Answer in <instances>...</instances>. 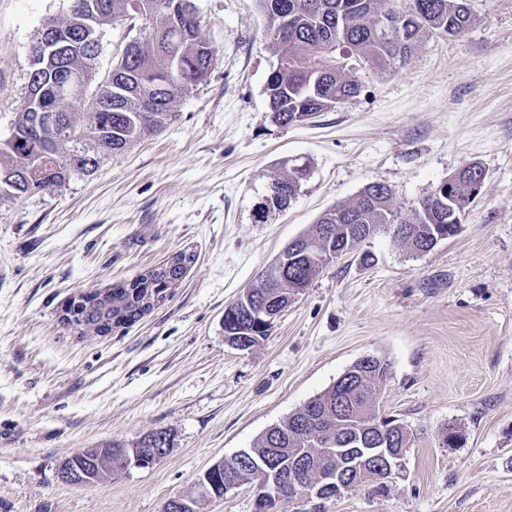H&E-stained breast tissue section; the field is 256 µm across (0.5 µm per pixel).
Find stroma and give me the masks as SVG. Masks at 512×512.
<instances>
[{
    "label": "stroma",
    "mask_w": 512,
    "mask_h": 512,
    "mask_svg": "<svg viewBox=\"0 0 512 512\" xmlns=\"http://www.w3.org/2000/svg\"><path fill=\"white\" fill-rule=\"evenodd\" d=\"M195 3L217 60L159 134L91 176L0 195V512H163L366 356L389 364L380 413L414 437L399 474L388 494L298 496L285 512H512V0H469L465 34L390 73L357 64V96L287 127L268 112L278 56L257 0ZM70 4L0 0V140L40 29ZM295 156L308 178L257 221ZM472 163L484 179L453 237L416 254L372 235L257 345L226 342L225 308L325 210L377 181L403 211ZM182 252L183 282L137 322L83 336L61 321L70 299ZM160 428L174 446L154 466L59 480L65 458Z\"/></svg>",
    "instance_id": "stroma-1"
}]
</instances>
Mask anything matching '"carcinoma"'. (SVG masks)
Masks as SVG:
<instances>
[{
  "instance_id": "obj_1",
  "label": "carcinoma",
  "mask_w": 512,
  "mask_h": 512,
  "mask_svg": "<svg viewBox=\"0 0 512 512\" xmlns=\"http://www.w3.org/2000/svg\"><path fill=\"white\" fill-rule=\"evenodd\" d=\"M109 10L91 28L69 13L61 22L83 50L69 58L70 76L64 77L43 62L32 61L30 80L40 97L24 99L10 136L0 141V192L22 197L64 183L73 176H90L105 157L123 152L140 139L162 131L173 117L177 100L188 96L212 69L217 54L206 40L193 0H140L143 10L134 12V0H107ZM267 25L265 35L278 52V63L266 84L271 119L283 126L303 123L320 112H329L354 97L360 84L348 67L359 58L381 72L405 64L412 51L436 35L458 36L472 25L468 0H258ZM404 17L399 27L386 30L380 19L395 9ZM131 50L112 64V80H96L99 45L96 33L122 21L134 29ZM52 124L37 130L40 117ZM282 174L273 182L272 194L258 209V218L288 205L298 194L310 166L298 169L280 163ZM477 166L464 168L437 184L406 211L390 204L388 188L379 182L364 186L348 204L325 211L300 235L301 240H323V250H334L362 241L390 226L409 224L412 239L394 236L414 253L434 248L440 225L447 236L456 234L460 209L469 206ZM295 261L282 277L271 282L258 276L251 288V303L283 310L309 287L321 266L298 247ZM195 255L177 254L176 265L164 263L126 286L101 294H81L70 301L69 312L81 333L106 332L137 321L155 303L178 286ZM239 305L224 310V337L232 342L243 336L267 335L262 318L230 316ZM389 364L373 363L357 368V374L310 399L298 412L266 431L254 444L252 456L269 458L274 476L284 477L298 456L315 473L329 461L321 436L330 431L336 448L358 454L365 448L400 450L411 444L410 433L396 419H379L365 412L377 389L387 379ZM392 430L381 439L380 422ZM265 474L244 465H226L212 475V495L224 496L229 480L260 486Z\"/></svg>"
}]
</instances>
